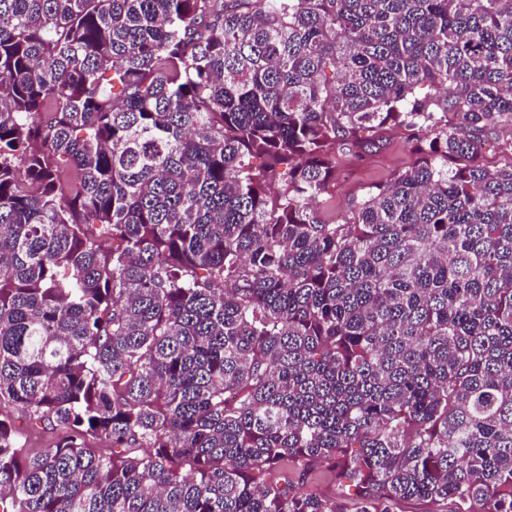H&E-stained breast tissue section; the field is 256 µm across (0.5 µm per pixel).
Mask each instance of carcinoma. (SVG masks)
Listing matches in <instances>:
<instances>
[{"label": "carcinoma", "mask_w": 512, "mask_h": 512, "mask_svg": "<svg viewBox=\"0 0 512 512\" xmlns=\"http://www.w3.org/2000/svg\"><path fill=\"white\" fill-rule=\"evenodd\" d=\"M502 124L512 0H0V512H512ZM386 146L361 159L348 156L341 164L336 175V185L330 191V198H319L316 207L325 214L340 220L349 212L353 203L373 183L386 182L393 175L407 168L412 155L397 131H388ZM1 410L13 421L18 434L29 448H46L57 437L58 431L52 432L50 427L38 431L29 429L25 413L17 407L6 405L2 406Z\"/></svg>", "instance_id": "obj_1"}]
</instances>
